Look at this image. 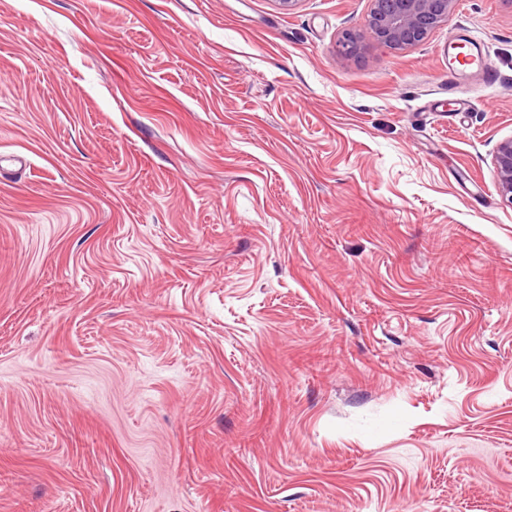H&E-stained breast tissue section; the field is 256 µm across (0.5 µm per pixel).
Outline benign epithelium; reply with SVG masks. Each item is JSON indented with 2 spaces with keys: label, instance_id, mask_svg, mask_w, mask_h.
Wrapping results in <instances>:
<instances>
[{
  "label": "benign epithelium",
  "instance_id": "7a95c632",
  "mask_svg": "<svg viewBox=\"0 0 512 512\" xmlns=\"http://www.w3.org/2000/svg\"><path fill=\"white\" fill-rule=\"evenodd\" d=\"M370 0L366 20L368 37L393 50L423 43L431 33L448 20L454 0ZM497 185L502 197L512 202V138L501 141L493 156Z\"/></svg>",
  "mask_w": 512,
  "mask_h": 512
}]
</instances>
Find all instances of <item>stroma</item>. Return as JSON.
Returning <instances> with one entry per match:
<instances>
[{"label": "stroma", "instance_id": "obj_1", "mask_svg": "<svg viewBox=\"0 0 512 512\" xmlns=\"http://www.w3.org/2000/svg\"><path fill=\"white\" fill-rule=\"evenodd\" d=\"M369 6L0 0V512H512V0ZM454 0H370L366 20L368 37L393 50L423 43L431 33L448 20ZM450 49L453 52H450ZM461 49L462 52H457ZM487 63L485 45L470 31L460 33L448 46V78L455 80L467 70H482ZM493 166L500 194L512 203V138L498 144L493 156Z\"/></svg>", "mask_w": 512, "mask_h": 512}]
</instances>
